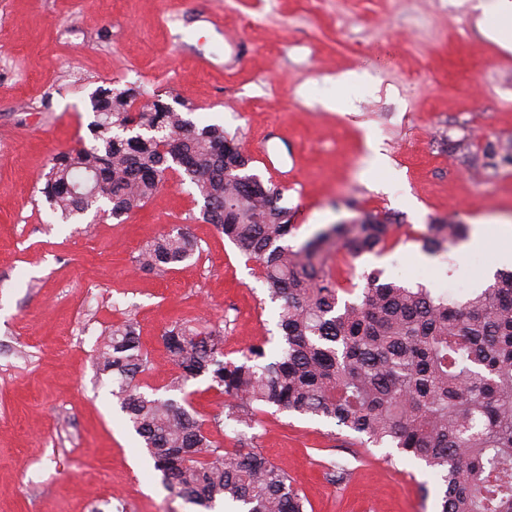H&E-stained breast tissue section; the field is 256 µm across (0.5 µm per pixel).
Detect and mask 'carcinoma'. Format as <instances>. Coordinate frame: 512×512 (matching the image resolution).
<instances>
[{"label":"carcinoma","mask_w":512,"mask_h":512,"mask_svg":"<svg viewBox=\"0 0 512 512\" xmlns=\"http://www.w3.org/2000/svg\"><path fill=\"white\" fill-rule=\"evenodd\" d=\"M127 89L93 96V143L61 151L43 175L50 208L68 219L99 203L114 218L142 207L179 168L216 225L262 270L267 297L280 302L279 346H250L224 360V329L186 321L162 340L180 370L170 389L209 377L245 430L236 447L215 440L178 400L138 391L153 369L137 322L112 325L95 365L118 379L116 397L143 439L170 493L213 512H308L288 473L255 445L257 413L275 408L334 424L362 445L393 448L433 470L439 512H512V269L481 288L444 298L418 283L363 273L366 286L341 287L327 265L336 246L352 257L383 251L399 219L364 213L331 224L296 246L295 212L282 190L250 172L251 158L224 128L202 127L161 99L138 108ZM139 128L126 136L117 129ZM468 234L460 221L435 219L423 249L448 250ZM197 244L174 228L144 248L141 269L163 274Z\"/></svg>","instance_id":"1"}]
</instances>
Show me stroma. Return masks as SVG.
Instances as JSON below:
<instances>
[{
  "label": "stroma",
  "mask_w": 512,
  "mask_h": 512,
  "mask_svg": "<svg viewBox=\"0 0 512 512\" xmlns=\"http://www.w3.org/2000/svg\"><path fill=\"white\" fill-rule=\"evenodd\" d=\"M478 0H0V512H196L171 495L93 360L105 328L134 315L156 369L141 392L169 396L162 343L177 320L224 329L227 359L276 339L278 304L258 266L199 220L194 186L168 181L134 213L62 220L41 189L59 151L91 141V94L139 86L199 126L238 136L263 181L287 171L294 243L363 213L401 224L382 254L332 251L342 286L363 271L439 294L496 270L494 248L430 254L434 219L512 225V52L480 28ZM252 17V29L238 27ZM368 79L350 111L328 109L336 76ZM181 227L196 254L165 276L140 249ZM199 418L235 445L237 422L208 379L189 381ZM262 453L311 512H437L421 463L362 447L334 425L258 414Z\"/></svg>",
  "instance_id": "stroma-1"
}]
</instances>
